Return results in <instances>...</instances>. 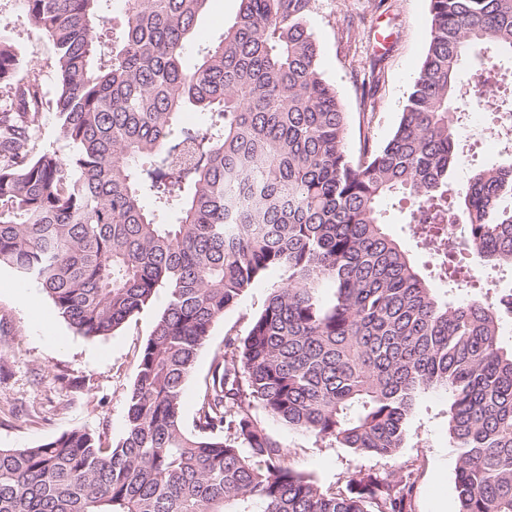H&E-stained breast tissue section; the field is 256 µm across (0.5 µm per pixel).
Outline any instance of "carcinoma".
Segmentation results:
<instances>
[{
	"instance_id": "obj_1",
	"label": "carcinoma",
	"mask_w": 512,
	"mask_h": 512,
	"mask_svg": "<svg viewBox=\"0 0 512 512\" xmlns=\"http://www.w3.org/2000/svg\"><path fill=\"white\" fill-rule=\"evenodd\" d=\"M103 2L19 0L53 47L64 160L31 153L48 90L0 30V266L36 281L86 337L113 334L161 288L168 303L140 350L122 435L105 446L74 428L0 448V512H408L412 473L360 470L324 490L283 464L252 408L388 458L426 391L450 400L457 512H512V347L501 340L512 309L472 294L457 261L466 246L512 266V164L448 183L459 119L512 113L490 83L451 107L467 58L512 54V0H429L399 123L357 160L319 69L314 0H239L192 68L209 0H124L108 54ZM187 107L209 123L180 126ZM397 195L434 258L427 276L385 232L383 204ZM167 212L175 223L159 222ZM271 269L283 278L247 335L214 354L187 430L198 352ZM431 278L453 288L440 294Z\"/></svg>"
}]
</instances>
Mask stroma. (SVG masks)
I'll list each match as a JSON object with an SVG mask.
<instances>
[{"label": "stroma", "mask_w": 512, "mask_h": 512, "mask_svg": "<svg viewBox=\"0 0 512 512\" xmlns=\"http://www.w3.org/2000/svg\"><path fill=\"white\" fill-rule=\"evenodd\" d=\"M320 50V69L333 84L347 114V146L359 156L363 146H382L393 133L420 67L430 34L429 0H315L309 18ZM0 28L11 32L24 62L48 68L53 50L28 22L18 0H0ZM472 125L459 134L465 158L452 174L460 183L477 167L512 162V148H471ZM406 206L387 211V229L420 269L432 266L427 250L407 226ZM279 270L249 289L241 304L218 321L186 383L185 426H192L199 387L226 336H245L250 319L263 307ZM27 294L39 307L32 314L18 300ZM167 303L159 290L150 308L114 334L88 338L57 316L41 286L0 266V448L33 447L74 428L111 443L123 432L125 395L132 385L139 352ZM254 414L288 450L287 465L310 475L322 488L344 489L357 470L382 476L400 469L413 474L409 512H457L455 453L448 435V396L422 394L404 448L390 459L360 455L335 442L288 430L261 406Z\"/></svg>", "instance_id": "1"}]
</instances>
